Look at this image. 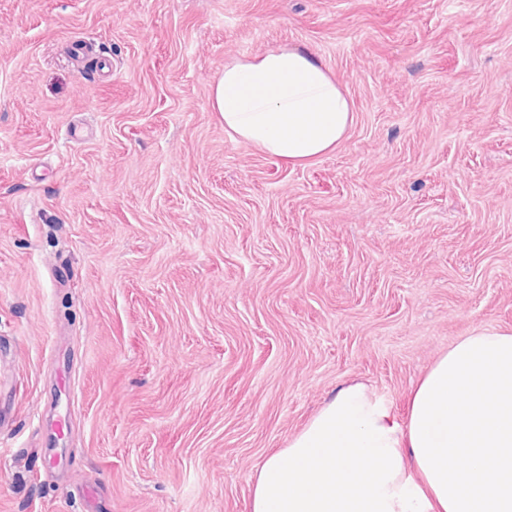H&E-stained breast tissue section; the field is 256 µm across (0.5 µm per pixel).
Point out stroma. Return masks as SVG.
Listing matches in <instances>:
<instances>
[{"instance_id": "1", "label": "stroma", "mask_w": 512, "mask_h": 512, "mask_svg": "<svg viewBox=\"0 0 512 512\" xmlns=\"http://www.w3.org/2000/svg\"><path fill=\"white\" fill-rule=\"evenodd\" d=\"M281 45L353 103L305 165L210 104ZM477 329L512 332V0H0V512H248L339 388L404 419Z\"/></svg>"}]
</instances>
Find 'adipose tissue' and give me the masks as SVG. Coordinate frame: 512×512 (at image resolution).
I'll return each mask as SVG.
<instances>
[{
  "label": "adipose tissue",
  "mask_w": 512,
  "mask_h": 512,
  "mask_svg": "<svg viewBox=\"0 0 512 512\" xmlns=\"http://www.w3.org/2000/svg\"><path fill=\"white\" fill-rule=\"evenodd\" d=\"M210 100L231 135L294 164L353 122L337 78L295 45L225 62ZM249 512H512V333L461 337L403 422L365 384L340 388L263 462Z\"/></svg>",
  "instance_id": "ef3b65f1"
}]
</instances>
